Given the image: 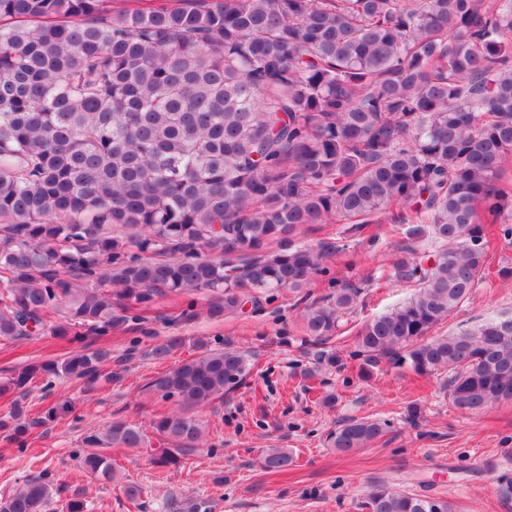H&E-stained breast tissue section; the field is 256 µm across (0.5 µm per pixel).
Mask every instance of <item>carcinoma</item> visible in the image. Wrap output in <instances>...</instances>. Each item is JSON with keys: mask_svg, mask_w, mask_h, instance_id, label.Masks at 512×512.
I'll return each instance as SVG.
<instances>
[{"mask_svg": "<svg viewBox=\"0 0 512 512\" xmlns=\"http://www.w3.org/2000/svg\"><path fill=\"white\" fill-rule=\"evenodd\" d=\"M512 0H0V339L35 334L65 310L54 335L107 336L128 312L206 290L220 320L248 297L299 290L331 246L271 251L299 227L380 222L392 206L415 223L391 277L418 284L355 336L365 365L448 372L455 409L512 400V315L458 333L433 327L490 280L488 228L512 186ZM120 227L122 235L110 230ZM438 244L416 256L411 241ZM355 283L307 305L302 325L318 364ZM186 338L165 337V360ZM112 348L83 346L0 384L16 395L0 432L24 445L26 386L36 375L90 390L112 377ZM245 353L206 349L154 377L176 409L151 421L160 447L114 421L74 454L113 480L104 449L150 448L178 466L204 427L191 411L244 383ZM385 434L352 418L329 436L351 454ZM269 448L264 468H288ZM88 512L83 492L42 471L0 498V512ZM369 512H454L445 498L372 488Z\"/></svg>", "mask_w": 512, "mask_h": 512, "instance_id": "cac0c4a2", "label": "carcinoma"}]
</instances>
